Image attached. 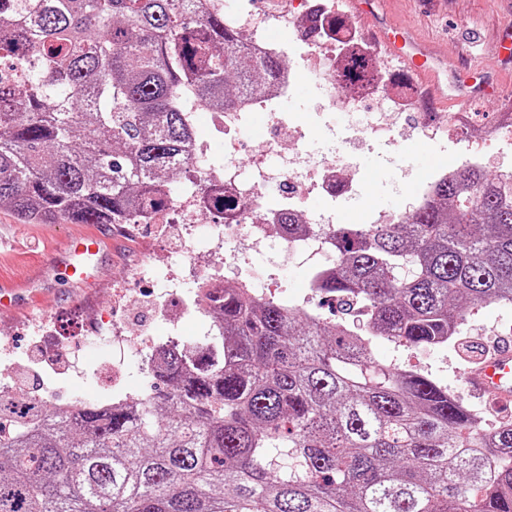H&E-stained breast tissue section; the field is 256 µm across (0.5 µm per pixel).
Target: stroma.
<instances>
[{
	"mask_svg": "<svg viewBox=\"0 0 512 512\" xmlns=\"http://www.w3.org/2000/svg\"><path fill=\"white\" fill-rule=\"evenodd\" d=\"M442 8H434V0H386V21L405 26L423 41L425 53L439 52L459 65L494 67L488 48L501 29L512 27V0H441ZM318 92L309 78L297 80L291 90L288 108L307 130L316 151L338 149L348 153L353 163V201L341 206L338 216L345 224H369L381 213L403 209L413 201L424 180L448 164L463 165L469 161V137L461 133L449 138L447 151L441 152L427 141H420L415 155L403 154L400 147L387 140L364 139L357 146L349 142L342 116L337 112L321 114L314 104ZM512 100V72L504 75L499 99L489 103L481 99L461 104L442 100L438 90L424 99L421 112L433 118L444 112L466 111L475 123L496 119L504 101ZM66 223L26 224L8 207H0V275L20 279L35 264L45 268L43 276L28 287L17 289L13 309H0V334L16 333L11 363H34L35 370L23 379L22 388L33 390L42 382H52L54 400L69 399L96 402L112 388V369L125 363V374L133 396L150 393L151 377L145 373L139 358L122 347L104 340L87 337L84 322L93 318L119 320L146 335L163 336L167 326L150 305L148 279L139 277L137 269L171 254L174 238L162 233L159 225H141L131 232L121 224L98 225L105 239V263L99 279L72 287L59 261L58 248L71 232ZM250 262L267 271L274 298H300L305 306L332 317L331 305L309 288L311 263L300 255L285 256L278 244H270L252 253ZM125 278L129 289L124 302L113 303V285ZM62 325L71 338L57 366L47 365L50 346L45 337L54 325ZM512 344V305L487 304L471 309L462 326L459 344L445 348L408 347L386 339H375L374 358L382 364L416 370L447 387L449 394L468 409L485 415V423L496 426L512 422V409L489 411V399L469 392L465 383L467 370L478 366L469 357L466 345L488 348L492 341Z\"/></svg>",
	"mask_w": 512,
	"mask_h": 512,
	"instance_id": "obj_1",
	"label": "stroma"
}]
</instances>
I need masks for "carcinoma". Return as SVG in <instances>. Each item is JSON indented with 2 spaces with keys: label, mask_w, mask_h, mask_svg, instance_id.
Masks as SVG:
<instances>
[{
  "label": "carcinoma",
  "mask_w": 512,
  "mask_h": 512,
  "mask_svg": "<svg viewBox=\"0 0 512 512\" xmlns=\"http://www.w3.org/2000/svg\"><path fill=\"white\" fill-rule=\"evenodd\" d=\"M0 206L27 224H124L188 165L192 88L229 106L272 90L255 54L197 0H10L0 10ZM382 83L361 56L347 91ZM324 299L359 326L224 289L222 334L172 353L126 403L0 397V512H512V423L486 432L378 337L437 346L469 309L512 304V174L455 170L401 224H339Z\"/></svg>",
  "instance_id": "1"
}]
</instances>
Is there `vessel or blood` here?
I'll list each match as a JSON object with an SVG mask.
<instances>
[{
	"mask_svg": "<svg viewBox=\"0 0 512 512\" xmlns=\"http://www.w3.org/2000/svg\"><path fill=\"white\" fill-rule=\"evenodd\" d=\"M352 6L360 17H375L371 33L378 44L399 57L426 82H440L443 58L435 53L423 55L422 44L410 29L380 22L379 17L384 13L383 0H352ZM453 80L452 97L458 101L486 98L495 84L494 76L483 69H454ZM100 245V237L89 232L77 233L66 241L62 250L63 265L72 283L86 282L89 271L98 269ZM466 382L474 393H487L504 403L512 401V347H502L489 360L468 371Z\"/></svg>",
	"mask_w": 512,
	"mask_h": 512,
	"instance_id": "obj_1",
	"label": "vessel or blood"
}]
</instances>
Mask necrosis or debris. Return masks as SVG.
<instances>
[{"instance_id": "1", "label": "necrosis or debris", "mask_w": 512, "mask_h": 512, "mask_svg": "<svg viewBox=\"0 0 512 512\" xmlns=\"http://www.w3.org/2000/svg\"><path fill=\"white\" fill-rule=\"evenodd\" d=\"M300 9H292L288 0H271L267 12L253 10L228 11L224 0H199L202 10L222 13L227 26L239 32H258L252 47L256 52L277 51L278 43L264 37L267 25L293 35L304 60L302 70H286L276 95L271 97L245 96L233 107H207L193 91L184 97L190 111L207 112L216 136L224 144V162L211 164L207 146L190 139L186 147L191 159L183 179L165 187L167 203L159 209L138 214L140 224H196L203 221L209 209L207 194L215 192L237 202L231 217L214 221L215 234L209 249H197L192 237H182L178 252L193 266L199 267L188 296L176 301L161 300L160 315L176 312L178 317H196L217 325L220 298L224 293L225 268L239 265L244 253L260 250L270 239H278L286 253L303 250L335 255L336 250L328 235L336 226L335 201L348 197L352 185L347 178L349 157L340 151L315 153L301 149L284 152L287 140H303V130L293 123V115L286 110L288 92L298 73H306L320 92V107L328 112H341L348 129L379 139L394 135L396 130L415 133L436 140L446 129L463 126L465 113H453L446 126H437L417 117L421 104L419 92L398 87L387 99L377 97L375 87L341 93L336 88V72L327 66V59L337 52L355 51L370 59H377L376 47L357 28L349 26L337 31L324 28L323 23L336 13L334 0H300ZM268 115V136L250 141L241 133L251 113ZM246 152L249 168L240 167L235 157ZM323 197L328 206L324 212L308 213L304 223L312 230L301 238L281 235L278 224L283 213L294 210L296 202L310 195ZM233 250H226V243ZM113 339L127 343L138 353L148 354L149 365H157L170 350H185V343L175 336H142L132 333L125 323L112 326Z\"/></svg>"}]
</instances>
